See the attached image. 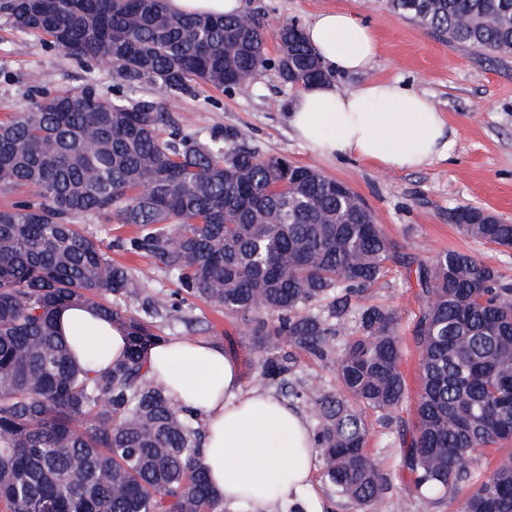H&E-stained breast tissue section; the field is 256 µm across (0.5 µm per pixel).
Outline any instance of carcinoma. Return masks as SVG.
I'll list each match as a JSON object with an SVG mask.
<instances>
[{"label": "carcinoma", "instance_id": "cac0c4a2", "mask_svg": "<svg viewBox=\"0 0 512 512\" xmlns=\"http://www.w3.org/2000/svg\"><path fill=\"white\" fill-rule=\"evenodd\" d=\"M443 37L512 54V0H387ZM14 28L79 60H108L126 85L163 103L85 87L0 120V185L34 200L0 208V503L7 512H226L202 462L196 417L150 379L153 322L117 302L152 269L112 264L146 254L177 294L224 308L248 327L261 375L317 417L323 477L357 512L389 490L368 451L372 424L391 438L421 501L455 512H512V281L475 256L406 252L336 179L237 145L244 130L203 139L160 133L163 108L203 83L234 92L273 68L292 87L326 78L303 29L253 17L180 15L168 0H0ZM471 237L512 248V224L459 205ZM108 214L134 236L104 243L75 218ZM397 266L423 299L414 318L418 391L409 401L396 312L363 306ZM90 303L122 327L124 361L79 364L56 317ZM296 349L336 370L338 389L294 388ZM503 451L495 466L481 460Z\"/></svg>", "mask_w": 512, "mask_h": 512}]
</instances>
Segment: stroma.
I'll return each mask as SVG.
<instances>
[{
  "label": "stroma",
  "mask_w": 512,
  "mask_h": 512,
  "mask_svg": "<svg viewBox=\"0 0 512 512\" xmlns=\"http://www.w3.org/2000/svg\"><path fill=\"white\" fill-rule=\"evenodd\" d=\"M245 10L265 22L269 56L278 53L276 29L285 22L305 25L320 11L343 8L360 14L376 33L379 53L367 76H336L349 92L365 78L400 77L427 93L452 130L447 157L417 170H383L368 162L320 157L293 134L287 114L297 94L272 69L259 70L236 92L199 85L193 97L171 105L170 125L202 136L248 132L258 152L279 156L344 181L365 200L384 232L407 252L429 259L437 252L471 253L512 280V248L493 246L465 234L448 219L458 205L494 212L512 223V55L495 57L466 46H451L431 30L391 11L385 0H244ZM121 80L111 65L76 60L47 38L19 32L0 19V118L35 102L41 92L76 91L94 86L112 96ZM114 261L137 271L152 268L145 294L154 322L165 338L195 337L220 346L239 368L243 390L263 386L259 355L243 322L201 299L185 301L172 312L175 286L146 255L112 251ZM366 304L394 308L400 334L410 339L419 303L403 269L392 268L369 290ZM370 452L390 480L375 512H451L448 505L427 507L407 488L398 448L386 446L373 431Z\"/></svg>",
  "instance_id": "stroma-1"
}]
</instances>
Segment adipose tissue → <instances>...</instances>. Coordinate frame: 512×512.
Listing matches in <instances>:
<instances>
[{"label":"adipose tissue","instance_id":"1","mask_svg":"<svg viewBox=\"0 0 512 512\" xmlns=\"http://www.w3.org/2000/svg\"><path fill=\"white\" fill-rule=\"evenodd\" d=\"M329 78L303 89L288 123L313 152L370 161L386 170H412L448 153L447 124L426 94L404 79L366 81L341 92L335 76L371 69L379 46L369 23L341 9L318 13L303 28ZM65 342L90 369L124 359L128 339L89 305L60 311ZM149 376L177 406L192 411L204 429L202 459L210 483L227 505L272 512H322L311 491L317 450L305 412L268 391L242 392L234 359L213 343L168 338L146 352Z\"/></svg>","mask_w":512,"mask_h":512}]
</instances>
